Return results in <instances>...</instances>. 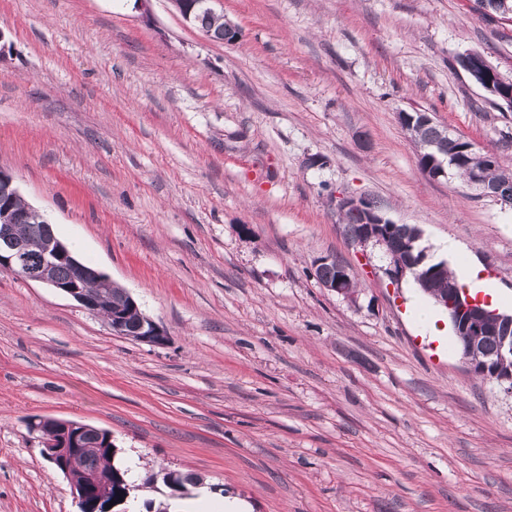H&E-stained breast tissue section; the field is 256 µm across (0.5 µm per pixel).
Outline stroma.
<instances>
[{"mask_svg":"<svg viewBox=\"0 0 512 512\" xmlns=\"http://www.w3.org/2000/svg\"><path fill=\"white\" fill-rule=\"evenodd\" d=\"M236 41L173 0H0V169L164 327L112 334L0 271V512H78L35 417L111 432L116 463L203 479L249 512H512V393L423 336L337 196L377 201L428 257L479 263L512 301V205L434 179L399 115L423 111L512 169V20L474 0H215ZM347 265L357 302L322 288ZM485 66L487 69H485L482 74L484 84L482 88L493 93L495 103L498 104V106H506L507 108L512 109V81L505 80L494 66H491L488 63H485ZM495 83H497L498 88L495 87ZM507 87H510L509 93L504 91L502 93L500 91Z\"/></svg>","mask_w":512,"mask_h":512,"instance_id":"obj_1","label":"stroma"}]
</instances>
